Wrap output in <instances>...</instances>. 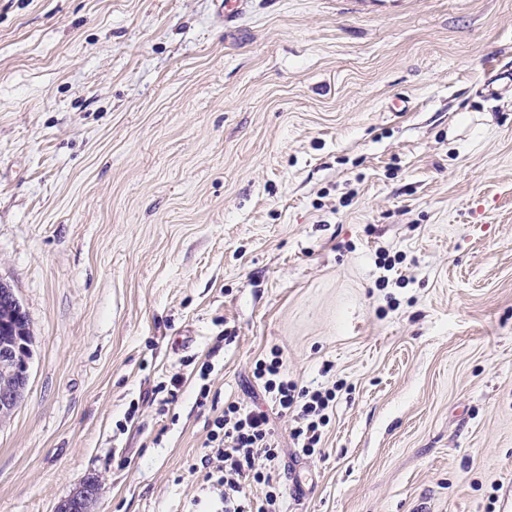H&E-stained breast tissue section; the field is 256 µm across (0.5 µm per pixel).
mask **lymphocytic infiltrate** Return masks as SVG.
Here are the masks:
<instances>
[{
	"label": "lymphocytic infiltrate",
	"instance_id": "obj_1",
	"mask_svg": "<svg viewBox=\"0 0 512 512\" xmlns=\"http://www.w3.org/2000/svg\"><path fill=\"white\" fill-rule=\"evenodd\" d=\"M254 376L280 417L291 418L292 437L303 452H314L327 424L326 411L336 398L332 388L311 390L291 380L280 355L257 361ZM208 449L200 460L203 482L216 491L223 512H279L280 480L260 470L257 460L275 462L279 445L269 415L259 409L228 404L206 424ZM264 485L262 497H251V483Z\"/></svg>",
	"mask_w": 512,
	"mask_h": 512
}]
</instances>
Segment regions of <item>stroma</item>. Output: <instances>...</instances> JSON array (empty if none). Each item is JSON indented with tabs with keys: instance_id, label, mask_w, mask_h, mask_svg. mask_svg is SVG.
Wrapping results in <instances>:
<instances>
[{
	"instance_id": "stroma-1",
	"label": "stroma",
	"mask_w": 512,
	"mask_h": 512,
	"mask_svg": "<svg viewBox=\"0 0 512 512\" xmlns=\"http://www.w3.org/2000/svg\"><path fill=\"white\" fill-rule=\"evenodd\" d=\"M0 283V512H210L274 349L282 512H512V0H0ZM32 333L30 324L23 311L18 298L8 294L0 296V365L1 368L21 369L32 356ZM11 357V358H10ZM0 368V382L4 381L5 375ZM275 352L271 359L258 360L254 376L261 381L265 395L276 407L277 415L291 418L295 423L292 437L303 452L311 453L320 444L323 428L327 425L325 411L336 399V387L310 390L299 387L288 378V371ZM18 373L17 379L0 383V418L5 420L12 412L18 392L26 387L29 382V365L24 371Z\"/></svg>"
}]
</instances>
